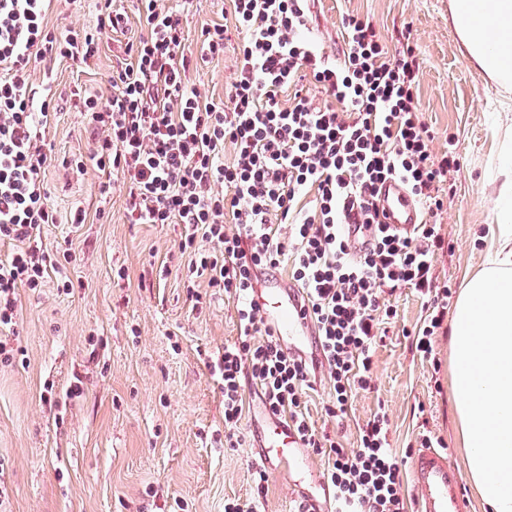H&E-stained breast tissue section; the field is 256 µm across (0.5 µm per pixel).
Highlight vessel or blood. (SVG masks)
<instances>
[{
    "instance_id": "obj_1",
    "label": "vessel or blood",
    "mask_w": 512,
    "mask_h": 512,
    "mask_svg": "<svg viewBox=\"0 0 512 512\" xmlns=\"http://www.w3.org/2000/svg\"><path fill=\"white\" fill-rule=\"evenodd\" d=\"M377 205L383 220L399 233H410L423 221L422 212L398 180L387 179L376 189ZM255 300L262 315L275 328L276 336L288 354L304 355L316 349L317 334L312 323L304 319L300 290L279 276L268 277ZM256 464L278 471L288 469L303 474L308 458L300 451L293 429L278 419L261 438L255 449ZM411 481L415 491V512H467L461 492V479L445 454L431 448L414 453Z\"/></svg>"
}]
</instances>
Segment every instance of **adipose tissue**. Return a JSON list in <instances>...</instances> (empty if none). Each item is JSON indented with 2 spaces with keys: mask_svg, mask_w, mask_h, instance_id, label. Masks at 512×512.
<instances>
[{
  "mask_svg": "<svg viewBox=\"0 0 512 512\" xmlns=\"http://www.w3.org/2000/svg\"><path fill=\"white\" fill-rule=\"evenodd\" d=\"M468 56L512 81V0H451ZM492 197L498 236L450 325L451 400L468 479L484 512H512V166Z\"/></svg>",
  "mask_w": 512,
  "mask_h": 512,
  "instance_id": "adipose-tissue-1",
  "label": "adipose tissue"
}]
</instances>
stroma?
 I'll return each mask as SVG.
<instances>
[{
	"mask_svg": "<svg viewBox=\"0 0 512 512\" xmlns=\"http://www.w3.org/2000/svg\"><path fill=\"white\" fill-rule=\"evenodd\" d=\"M113 9L123 20L102 33L98 56L47 59L31 69L37 99L53 107L46 128L53 161L44 179L56 221L45 226L43 242L70 251L72 260L42 287L19 291V353L0 362V481L8 489L0 512H224L225 500L256 493L246 445L260 389L242 379L245 445L225 447L224 388L213 369L238 338L233 301L204 283L186 288L181 225L131 223L122 182L100 195L96 136L73 92L108 99L113 71L130 62L127 44L148 34L131 0H114ZM316 11L311 38L330 58L341 50L336 32L345 12L368 18L387 38L410 27L423 59L417 106L437 132L431 149L460 157L454 193L433 219L452 244L436 256L434 274L459 293L483 269L492 245L490 183L512 141V130L497 119L512 114V83L469 61L449 0H320ZM98 17L95 0H52L45 23L58 32L93 29ZM183 18L194 36L203 26L234 22L228 0H192ZM235 61L229 49L203 68H189V87L222 99ZM78 210L86 213L81 225L73 222ZM64 275L78 281L73 293L59 290ZM388 301L397 310L395 331L375 351L370 389L352 399L339 424L325 413L333 387L322 377L309 414L350 448L359 426L384 406L399 459L410 462L428 433L464 471L450 409L449 333L437 332L434 361L420 360L405 332L424 318L422 298L405 287ZM76 384L82 394L70 395Z\"/></svg>",
	"mask_w": 512,
	"mask_h": 512,
	"instance_id": "35a3bbf8",
	"label": "stroma"
}]
</instances>
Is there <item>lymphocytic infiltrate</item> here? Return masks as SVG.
<instances>
[{
	"mask_svg": "<svg viewBox=\"0 0 512 512\" xmlns=\"http://www.w3.org/2000/svg\"><path fill=\"white\" fill-rule=\"evenodd\" d=\"M230 2L233 27L206 26L198 36L203 63L237 41L236 75L217 102L187 85L189 33L180 8L136 0L147 37L127 45L131 62L112 76L106 101L82 100L102 133L100 192L109 193L112 176L122 177L132 223L184 225L191 278H207L233 300L239 340L217 365L226 443L239 442L247 371L270 411L287 415L303 447L325 457L336 512H407L385 412H375L347 449L311 425L306 396L325 369L334 388L326 413L346 416L354 395L369 389L374 351L397 316L380 297L404 286L427 300L414 338L420 358L432 359L451 297L450 286L437 283L434 259L451 244L429 219L444 207L459 157L432 152L434 132L414 102L423 61L409 31L391 48L370 22L345 13L342 56L332 60L307 36L315 0ZM49 4L0 0V241L18 244L0 260L6 362L17 290L39 287L54 266L42 244L45 225L56 221L42 178L50 114L35 107L30 71L48 57L88 59L100 50L95 33L48 30ZM309 82L325 105L308 96ZM388 178L400 179L426 215L412 234L390 230L375 206L376 186ZM228 222L234 232L225 231ZM346 224L357 225L358 242L343 233ZM200 238L211 251L196 250ZM286 267L308 297L323 364L288 355L253 301L262 276Z\"/></svg>",
	"mask_w": 512,
	"mask_h": 512,
	"instance_id": "1",
	"label": "lymphocytic infiltrate"
}]
</instances>
